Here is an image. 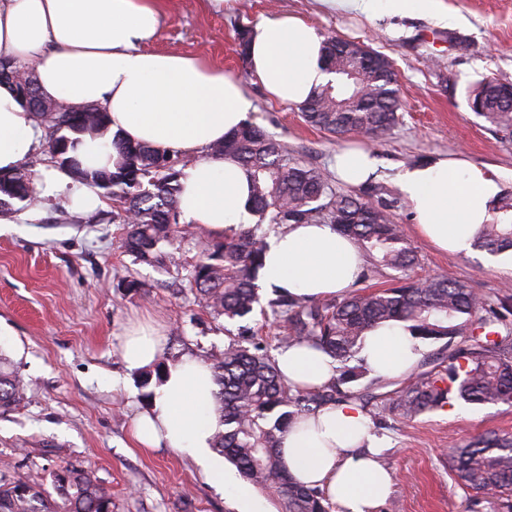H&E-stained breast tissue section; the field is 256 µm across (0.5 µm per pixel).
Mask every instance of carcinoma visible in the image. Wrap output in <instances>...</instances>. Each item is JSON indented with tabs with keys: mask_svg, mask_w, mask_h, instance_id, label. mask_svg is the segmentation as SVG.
Masks as SVG:
<instances>
[{
	"mask_svg": "<svg viewBox=\"0 0 512 512\" xmlns=\"http://www.w3.org/2000/svg\"><path fill=\"white\" fill-rule=\"evenodd\" d=\"M339 55L325 54L328 70L336 75L304 104L301 115L310 126L333 134H356L382 140L398 124L399 90L389 59L354 40H341ZM21 66L0 58V84L17 92L49 139L56 163L74 180L106 189L117 207L112 220L126 225L124 246L146 262H174L161 250L174 240L182 171L169 153L129 142L116 134L111 145L116 157L112 180L103 170L85 166L77 148L85 135L105 136L112 120L99 109L84 113L75 123L73 111L44 101L34 82H20ZM483 108L479 116L512 135V84L485 78L468 100ZM211 152L230 156L252 176L248 228H229L224 242L202 255L192 271V287L215 319H244L255 310L282 314L287 332L283 347L308 344L338 363L337 375L317 388L286 384L261 345L232 339L224 351L204 355L219 390L221 422L212 448L231 462L256 488L277 497L281 512H332L324 494L295 481L280 452V440L300 416L348 399L380 401L384 410L406 420L444 407L452 399L468 404H512V339L497 334L496 326L512 315V295L492 301L464 282L443 276L423 281L399 278L386 288H363L346 297L316 301L277 294L263 301L257 285L262 266L263 225L328 223L350 238L370 262L385 269L407 270L417 255L407 244L389 206L363 194L333 193L324 174L304 160L288 158L284 146L259 127L246 123ZM9 188L0 187V213L14 203L32 204L37 189L26 168L7 173ZM475 246L492 255L512 251V198L503 196L492 219L482 225ZM398 322L412 337L435 343L445 341L438 368L416 376L406 386L384 394L369 392L381 378L370 372L358 354L365 334L381 325ZM369 380L363 390L352 386ZM17 372L5 368L0 357V408L20 397ZM450 468L457 481L477 494L497 500L512 497V436L486 433L456 448ZM70 492L63 512H112V496L95 477L63 467L58 474ZM0 512H56L22 479L0 485Z\"/></svg>",
	"mask_w": 512,
	"mask_h": 512,
	"instance_id": "carcinoma-1",
	"label": "carcinoma"
}]
</instances>
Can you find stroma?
Returning a JSON list of instances; mask_svg holds the SVG:
<instances>
[{"label": "stroma", "mask_w": 512, "mask_h": 512, "mask_svg": "<svg viewBox=\"0 0 512 512\" xmlns=\"http://www.w3.org/2000/svg\"><path fill=\"white\" fill-rule=\"evenodd\" d=\"M454 24L388 20L324 12L317 0H228L223 10L203 0H167L149 49L198 56L239 80L254 102L248 120L285 144L293 159L311 162L333 192L352 193L330 161L347 137L309 126L297 106L265 93L239 47L238 34L262 17L303 19L321 36L357 40L387 56L400 92L399 123L373 143L375 178L360 190L385 200L418 262L408 277L440 275L493 297L512 286V265L471 250L453 255L419 234L402 196L403 169L437 156L465 158L499 176L512 195V137L468 105L472 83L491 77L512 83V0H445ZM29 219L0 223V357L20 376L24 394L0 409V483L23 478L55 507L67 497L60 466L92 473L112 494V512H237L188 456L147 450L132 436L160 379L126 369L119 339L135 322L159 326L164 360L222 351L235 323L215 320L189 287L192 265L215 242L202 227L182 226L178 266L139 262L123 246L124 229L111 209L76 214L59 204L30 207ZM365 414L386 438L380 456L394 491L379 512H508L459 485L448 466L453 448L488 432L512 433V405L452 403L412 421Z\"/></svg>", "instance_id": "obj_1"}]
</instances>
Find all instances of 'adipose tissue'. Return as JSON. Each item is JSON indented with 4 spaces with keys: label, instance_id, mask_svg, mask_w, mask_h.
I'll return each instance as SVG.
<instances>
[{
    "label": "adipose tissue",
    "instance_id": "1",
    "mask_svg": "<svg viewBox=\"0 0 512 512\" xmlns=\"http://www.w3.org/2000/svg\"><path fill=\"white\" fill-rule=\"evenodd\" d=\"M329 13L420 17L448 25L443 0H320ZM165 0H0V56L30 64L41 97L63 105L94 103L109 113L113 131L173 154L189 157L180 183L185 223L215 236L247 222L251 173L235 159L211 153L253 110L242 85L196 56L149 51L159 33ZM323 39L304 20L286 14L262 18L248 50L252 70L270 96L299 104L334 78L326 71ZM43 135L37 118L14 93L0 86V171L26 161ZM337 176L356 186L375 170L365 147L336 153ZM43 197L77 211L102 207L97 188L73 185L59 170L42 172ZM399 188L421 234L449 253L468 250L492 218L500 191L496 176L463 158L438 157L405 169ZM363 260L331 224H292L266 240L260 282L294 296L320 299L345 292L359 279ZM165 338L148 325L130 328L119 348L130 370L152 366ZM423 351L402 327H379L364 339L361 355L372 375L406 374ZM284 380L312 388L336 373L335 362L309 345L276 355ZM211 370L184 355L169 362L150 406L133 420L143 448L175 449L201 465L213 486L229 493L240 512H260L249 492L211 451L221 411ZM380 439L353 400L320 408L281 440L293 478L320 489L338 512H377L394 477L377 455Z\"/></svg>",
    "mask_w": 512,
    "mask_h": 512
}]
</instances>
